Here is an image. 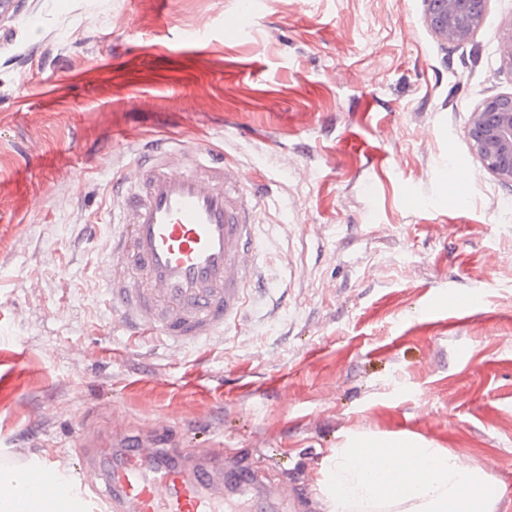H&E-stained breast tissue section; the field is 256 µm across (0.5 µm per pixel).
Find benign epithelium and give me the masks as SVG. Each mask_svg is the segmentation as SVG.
Here are the masks:
<instances>
[{
	"instance_id": "1",
	"label": "benign epithelium",
	"mask_w": 512,
	"mask_h": 512,
	"mask_svg": "<svg viewBox=\"0 0 512 512\" xmlns=\"http://www.w3.org/2000/svg\"><path fill=\"white\" fill-rule=\"evenodd\" d=\"M489 0H427L431 30L449 42H463L481 27ZM467 136L483 166L512 187V94L484 99L471 113Z\"/></svg>"
}]
</instances>
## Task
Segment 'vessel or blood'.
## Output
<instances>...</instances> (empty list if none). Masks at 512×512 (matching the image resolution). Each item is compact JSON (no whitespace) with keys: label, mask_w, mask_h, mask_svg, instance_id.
<instances>
[{"label":"vessel or blood","mask_w":512,"mask_h":512,"mask_svg":"<svg viewBox=\"0 0 512 512\" xmlns=\"http://www.w3.org/2000/svg\"><path fill=\"white\" fill-rule=\"evenodd\" d=\"M133 152L112 180V233L104 247L103 282L114 316L128 336H159L194 346L240 325L264 276L257 257L263 195L223 148L184 135L145 140L125 132ZM161 419L151 443L112 456L87 453L99 485L79 493L77 512H251L286 489L265 483L244 462H226L220 448L196 456L167 448ZM13 491L19 512L60 493V467L22 460Z\"/></svg>","instance_id":"b4317fda"}]
</instances>
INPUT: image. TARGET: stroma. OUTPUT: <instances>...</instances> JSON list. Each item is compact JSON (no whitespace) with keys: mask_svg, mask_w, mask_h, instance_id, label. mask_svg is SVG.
Returning a JSON list of instances; mask_svg holds the SVG:
<instances>
[{"mask_svg":"<svg viewBox=\"0 0 512 512\" xmlns=\"http://www.w3.org/2000/svg\"><path fill=\"white\" fill-rule=\"evenodd\" d=\"M240 7L24 0L0 20V449L77 466L82 440L170 417L175 450L223 449L294 488L279 512H322L327 456L409 436L465 453L512 512V188L466 135L512 93V0L457 43L425 0H263L225 40ZM128 128L219 145L267 191L266 290L210 343H128L98 286ZM477 290L467 320L416 319Z\"/></svg>","mask_w":512,"mask_h":512,"instance_id":"35a3bbf8","label":"stroma"}]
</instances>
